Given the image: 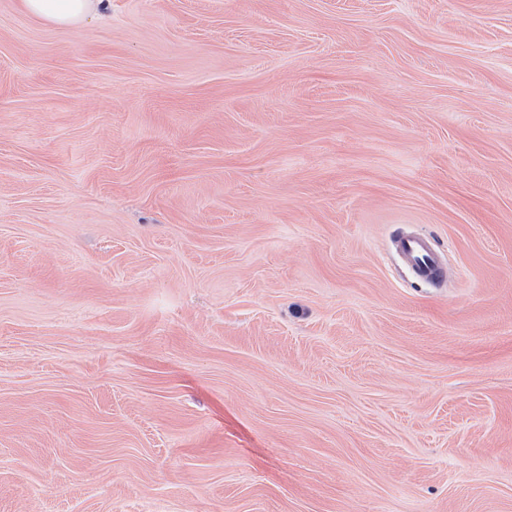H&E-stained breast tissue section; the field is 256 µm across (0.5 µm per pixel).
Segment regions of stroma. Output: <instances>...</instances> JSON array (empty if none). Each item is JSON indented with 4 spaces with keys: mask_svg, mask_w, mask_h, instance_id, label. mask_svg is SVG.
<instances>
[{
    "mask_svg": "<svg viewBox=\"0 0 512 512\" xmlns=\"http://www.w3.org/2000/svg\"><path fill=\"white\" fill-rule=\"evenodd\" d=\"M0 512H512V0H0ZM27 14L58 27H73L97 13L104 0H19ZM400 252L414 274L424 280H435L442 274L432 238L425 234L404 237L399 241Z\"/></svg>",
    "mask_w": 512,
    "mask_h": 512,
    "instance_id": "stroma-1",
    "label": "stroma"
}]
</instances>
